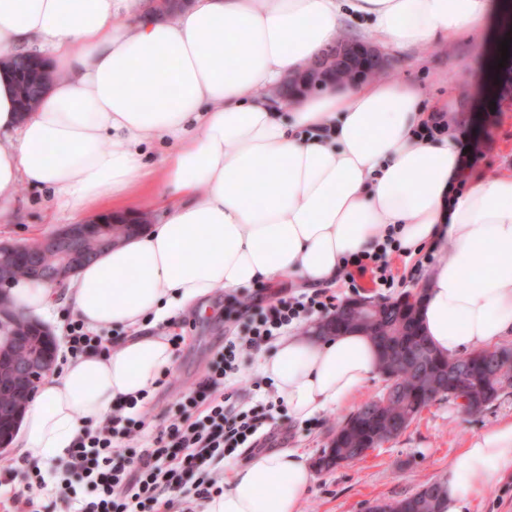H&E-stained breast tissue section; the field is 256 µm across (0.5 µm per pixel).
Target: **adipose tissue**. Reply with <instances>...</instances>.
I'll use <instances>...</instances> for the list:
<instances>
[{"label":"adipose tissue","mask_w":512,"mask_h":512,"mask_svg":"<svg viewBox=\"0 0 512 512\" xmlns=\"http://www.w3.org/2000/svg\"><path fill=\"white\" fill-rule=\"evenodd\" d=\"M489 9L192 0L162 17L149 0H0V220L23 182L73 221L158 214L66 290L12 286L25 314L65 305L90 328L125 331L110 353L87 352L42 383L21 424L19 464L67 458L123 396L155 391L174 366L162 327L176 312L218 290L335 286L343 256L377 250L392 224L411 255L437 256L419 310L435 350L454 358L512 335V172L465 179L451 136L417 137L440 106L411 82L360 81L290 103L268 92L336 43L345 20L402 49L476 31ZM32 46L54 78L24 114L4 62ZM157 143L166 151L155 164L146 149ZM258 369L305 421L352 402L379 373L378 349L356 330L322 338L307 328L278 337ZM509 472L512 420L449 462L445 512H468ZM313 481L298 448L232 461L204 512H302Z\"/></svg>","instance_id":"obj_1"}]
</instances>
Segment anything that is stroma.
Masks as SVG:
<instances>
[{
	"instance_id": "stroma-1",
	"label": "stroma",
	"mask_w": 512,
	"mask_h": 512,
	"mask_svg": "<svg viewBox=\"0 0 512 512\" xmlns=\"http://www.w3.org/2000/svg\"><path fill=\"white\" fill-rule=\"evenodd\" d=\"M503 25L497 16L483 22L478 36L461 34L421 48L386 50L389 81H412L429 98L447 103L459 113L458 128L472 138L471 175L490 179L512 171V90L499 95L490 83L499 73ZM66 218L49 207L41 189L26 184L18 189L16 212L0 223V240L30 241ZM185 341L174 354V367L150 401L151 415L164 419L184 386L206 371L225 337L242 335L243 322L224 317V294L215 292L195 309L178 313ZM385 387L375 378L348 405L304 422L292 420L286 407L275 412V436L270 449L300 448L316 463L330 442L336 421L354 406L379 397ZM512 420V389L483 413L464 415L454 401L440 399L399 437L369 452L360 461L330 470L317 468L302 512H362L365 503L410 495L431 478L448 471L449 461L484 428Z\"/></svg>"
}]
</instances>
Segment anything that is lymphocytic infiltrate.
Instances as JSON below:
<instances>
[{
  "mask_svg": "<svg viewBox=\"0 0 512 512\" xmlns=\"http://www.w3.org/2000/svg\"><path fill=\"white\" fill-rule=\"evenodd\" d=\"M401 249L396 231H389L378 251L346 257L342 273L350 281L368 274L376 286L395 288L391 259ZM336 299L324 289L270 299L260 287L236 300L235 317L247 322L244 335L225 337L206 375L181 391L174 416L152 425L138 399L121 403L107 419L85 427L65 467L49 460L31 469L28 487L63 488L73 512H198L222 491L217 465L239 449L263 447L274 419L276 405L261 380L253 382L261 395L251 404H235L224 392L240 380L243 356L262 351L306 318L332 311ZM125 441L138 443V452L126 453ZM63 470L70 476L64 483Z\"/></svg>",
  "mask_w": 512,
  "mask_h": 512,
  "instance_id": "obj_1",
  "label": "lymphocytic infiltrate"
}]
</instances>
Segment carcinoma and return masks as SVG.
Masks as SVG:
<instances>
[{
    "mask_svg": "<svg viewBox=\"0 0 512 512\" xmlns=\"http://www.w3.org/2000/svg\"><path fill=\"white\" fill-rule=\"evenodd\" d=\"M19 107L29 110L40 97L38 81L31 73L14 78ZM147 217L133 224L114 227L115 239H125L144 228ZM338 332L359 330L370 336L379 350L380 375L396 377V394L390 404L373 419H367L363 407H358L347 418L336 422L330 443L336 445L340 458L351 463L364 458V451L390 432L393 424L413 423L424 406V395L457 400L467 414H478L496 401L502 392L512 389V347H498L494 358L488 360L481 353L467 358L448 359L440 356L435 363L436 350L424 334L419 312H405L394 300L376 302L371 319L366 320L359 310H344L336 317ZM413 501L417 512H443L441 495L428 491L384 503L383 512H403L402 506Z\"/></svg>",
    "mask_w": 512,
    "mask_h": 512,
    "instance_id": "cac0c4a2",
    "label": "carcinoma"
}]
</instances>
